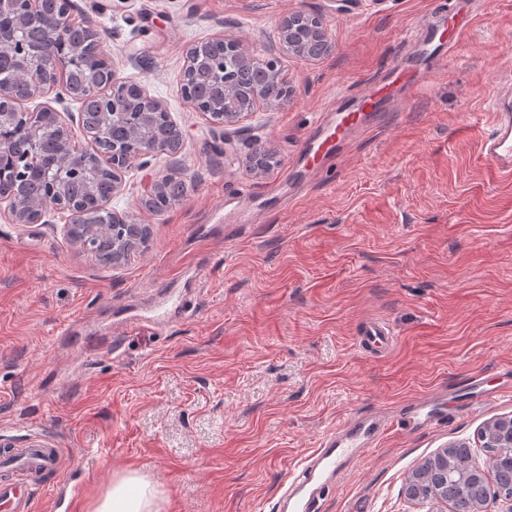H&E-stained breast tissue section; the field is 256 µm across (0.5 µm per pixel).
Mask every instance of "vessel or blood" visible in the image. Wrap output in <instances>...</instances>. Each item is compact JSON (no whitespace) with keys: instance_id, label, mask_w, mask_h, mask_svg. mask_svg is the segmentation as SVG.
I'll return each instance as SVG.
<instances>
[{"instance_id":"obj_1","label":"vessel or blood","mask_w":512,"mask_h":512,"mask_svg":"<svg viewBox=\"0 0 512 512\" xmlns=\"http://www.w3.org/2000/svg\"><path fill=\"white\" fill-rule=\"evenodd\" d=\"M467 30V23H460L446 46L441 47L433 42V25H425L415 44L418 52L432 58L428 84L446 78L448 57ZM376 109V102L370 97L348 102L337 113L335 125L324 128L320 139L310 145V153L326 155L338 151L350 131L360 125L364 114ZM490 120L491 129L481 140L482 153L499 177L511 180L512 82L500 84L492 96ZM362 334L366 348L375 355L385 351L393 336L389 325L380 319L368 321ZM450 411V402H438L430 397L415 404L406 418L413 424L427 426L438 423ZM392 426V420L382 417H359L325 436L319 447L303 459L301 469L282 484L273 505L274 512H318L323 489L335 480L343 463L370 452ZM61 459V449L42 439L1 452L0 512H32L36 489L33 474L60 469Z\"/></svg>"}]
</instances>
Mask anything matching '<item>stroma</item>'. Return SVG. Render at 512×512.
Here are the masks:
<instances>
[{
  "instance_id": "1",
  "label": "stroma",
  "mask_w": 512,
  "mask_h": 512,
  "mask_svg": "<svg viewBox=\"0 0 512 512\" xmlns=\"http://www.w3.org/2000/svg\"><path fill=\"white\" fill-rule=\"evenodd\" d=\"M443 0H74L98 29L119 77L142 82L185 133L176 156L130 168L110 209L149 225L123 266H98L59 224L0 215V435L78 452L74 512H93L116 474L136 470L159 512H264L287 470L337 425L394 414L449 392L448 420L395 429L352 458L321 512H432L408 501L410 473L449 442L476 464L490 420L512 415V181L480 155L497 85L512 78V0H476L447 77L381 105L342 158L298 164L290 204L274 193L345 93L370 90L405 61ZM323 17L334 45L313 61L282 56L279 22ZM224 33L281 55L294 94L258 106L225 154L178 93L185 51ZM273 144L255 176L244 159ZM170 174L182 197L157 214L146 175ZM194 316L179 318L178 295ZM167 313L159 330L136 315ZM395 343L377 357L357 345L370 319ZM119 337V353L99 340ZM499 399L475 410L472 377Z\"/></svg>"
}]
</instances>
